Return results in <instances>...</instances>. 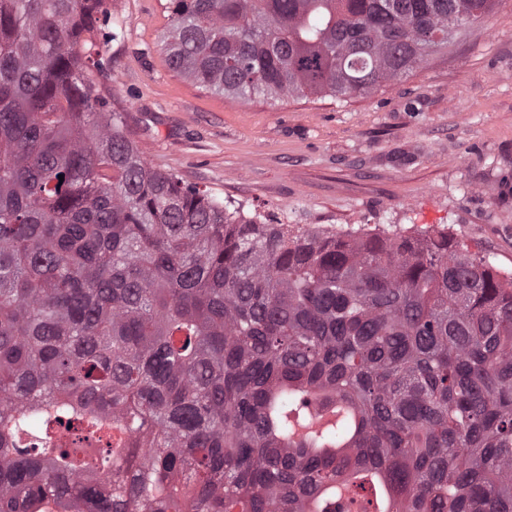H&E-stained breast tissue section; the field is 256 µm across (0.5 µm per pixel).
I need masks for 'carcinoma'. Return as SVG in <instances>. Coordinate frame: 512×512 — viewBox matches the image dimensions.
Instances as JSON below:
<instances>
[{"label":"carcinoma","mask_w":512,"mask_h":512,"mask_svg":"<svg viewBox=\"0 0 512 512\" xmlns=\"http://www.w3.org/2000/svg\"><path fill=\"white\" fill-rule=\"evenodd\" d=\"M496 3L167 0L161 49L229 99L345 101ZM109 6L0 0V512H512V274L153 167L85 79Z\"/></svg>","instance_id":"obj_1"}]
</instances>
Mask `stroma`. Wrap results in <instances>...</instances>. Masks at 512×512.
Returning <instances> with one entry per match:
<instances>
[{"label": "stroma", "mask_w": 512, "mask_h": 512, "mask_svg": "<svg viewBox=\"0 0 512 512\" xmlns=\"http://www.w3.org/2000/svg\"><path fill=\"white\" fill-rule=\"evenodd\" d=\"M165 0H112L107 75L155 167L292 229L448 233L512 271V0L369 97L231 100L173 71Z\"/></svg>", "instance_id": "stroma-1"}]
</instances>
